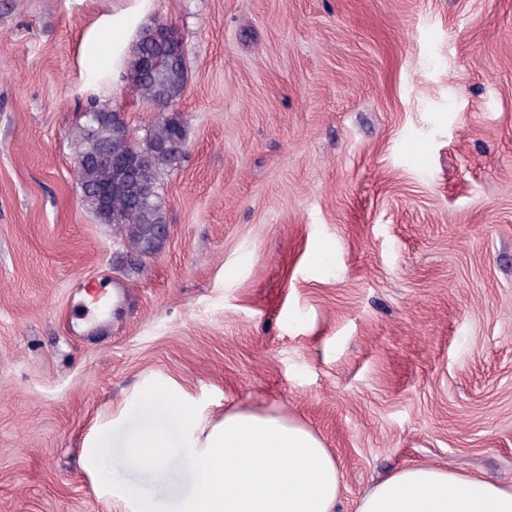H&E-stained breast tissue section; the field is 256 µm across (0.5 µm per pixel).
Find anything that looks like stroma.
I'll use <instances>...</instances> for the list:
<instances>
[{
	"label": "stroma",
	"instance_id": "35a3bbf8",
	"mask_svg": "<svg viewBox=\"0 0 512 512\" xmlns=\"http://www.w3.org/2000/svg\"><path fill=\"white\" fill-rule=\"evenodd\" d=\"M116 16L188 71L139 264L75 173L83 112L157 117ZM153 377L306 425L338 512L407 466L512 483V0H0V512H125L77 457Z\"/></svg>",
	"mask_w": 512,
	"mask_h": 512
}]
</instances>
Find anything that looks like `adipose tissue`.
I'll return each instance as SVG.
<instances>
[{"label":"adipose tissue","mask_w":512,"mask_h":512,"mask_svg":"<svg viewBox=\"0 0 512 512\" xmlns=\"http://www.w3.org/2000/svg\"><path fill=\"white\" fill-rule=\"evenodd\" d=\"M151 416L112 448L115 418L84 438L81 470L101 496L124 500L130 512H335L343 475L311 429L269 412L232 408L203 417L169 383L155 382L138 396ZM158 480L189 470L191 484L167 502L112 482L105 472L113 453ZM355 512H512V485L438 465L386 474L359 498Z\"/></svg>","instance_id":"obj_1"}]
</instances>
